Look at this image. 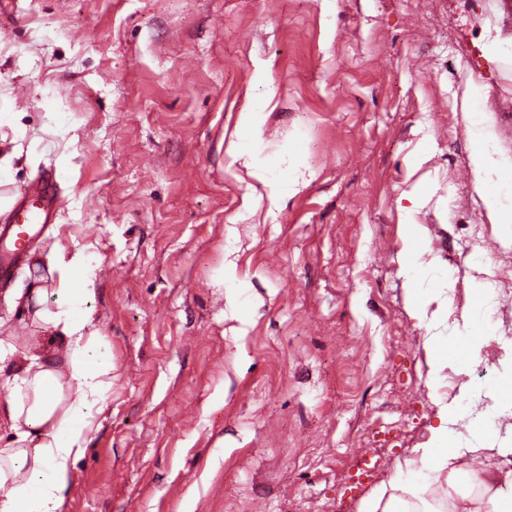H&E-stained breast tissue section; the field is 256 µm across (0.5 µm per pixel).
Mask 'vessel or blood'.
<instances>
[{
	"instance_id": "b4317fda",
	"label": "vessel or blood",
	"mask_w": 512,
	"mask_h": 512,
	"mask_svg": "<svg viewBox=\"0 0 512 512\" xmlns=\"http://www.w3.org/2000/svg\"><path fill=\"white\" fill-rule=\"evenodd\" d=\"M37 204L16 209L15 223L0 228V274H9L30 251L37 235L36 222H49L59 207L53 178L43 180L32 192Z\"/></svg>"
}]
</instances>
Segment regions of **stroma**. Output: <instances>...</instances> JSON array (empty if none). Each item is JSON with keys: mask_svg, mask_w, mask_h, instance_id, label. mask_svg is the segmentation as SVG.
<instances>
[{"mask_svg": "<svg viewBox=\"0 0 512 512\" xmlns=\"http://www.w3.org/2000/svg\"><path fill=\"white\" fill-rule=\"evenodd\" d=\"M480 136L512 163V0H0V195L60 198L0 337L42 335L13 296L81 249L112 350L65 512H362L443 424L491 470L512 182L479 189ZM468 329L483 362L431 388ZM484 345L485 337L481 336L477 331H473L467 336L455 340L432 336L429 339L432 373L436 375L443 366L454 361L464 364L479 362Z\"/></svg>", "mask_w": 512, "mask_h": 512, "instance_id": "35a3bbf8", "label": "stroma"}]
</instances>
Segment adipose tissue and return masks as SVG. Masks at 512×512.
Masks as SVG:
<instances>
[{"label":"adipose tissue","mask_w":512,"mask_h":512,"mask_svg":"<svg viewBox=\"0 0 512 512\" xmlns=\"http://www.w3.org/2000/svg\"><path fill=\"white\" fill-rule=\"evenodd\" d=\"M58 275L54 288L21 290L17 303L32 311L47 330L41 340L16 348L0 339V377L9 387L0 400V428L12 438L0 447V512H63L70 465L86 450L87 432L112 381V354L104 337L88 333L95 295L90 260L78 250L50 258ZM485 338L478 332L448 340L431 337L433 371L451 362H479ZM408 474L412 500L377 491L365 512H433L425 491L448 488L449 512H512V470L499 476L472 474L483 492H460L466 477L458 465L464 451L437 428L428 447L417 449Z\"/></svg>","instance_id":"obj_1"}]
</instances>
